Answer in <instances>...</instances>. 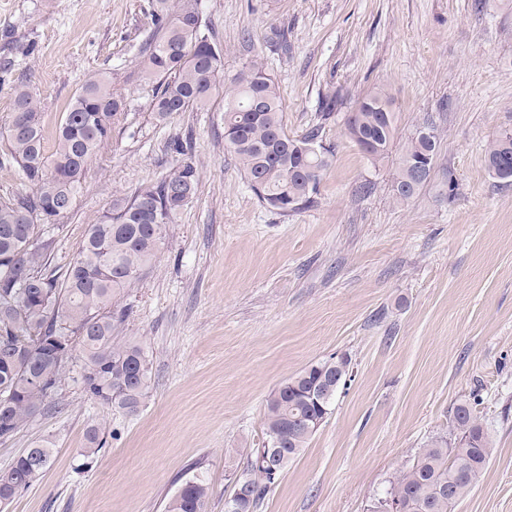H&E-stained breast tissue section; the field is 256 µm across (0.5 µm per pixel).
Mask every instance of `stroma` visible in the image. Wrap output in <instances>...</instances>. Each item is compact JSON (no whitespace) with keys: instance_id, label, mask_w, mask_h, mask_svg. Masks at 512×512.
I'll return each instance as SVG.
<instances>
[{"instance_id":"35a3bbf8","label":"stroma","mask_w":512,"mask_h":512,"mask_svg":"<svg viewBox=\"0 0 512 512\" xmlns=\"http://www.w3.org/2000/svg\"><path fill=\"white\" fill-rule=\"evenodd\" d=\"M224 45V74L260 59L278 83L283 121L300 136L329 94L353 103L385 86L397 131L370 162L326 121L333 152L313 206L281 215L251 191L224 147L223 92L204 110L157 122L138 75L151 0H0V131L26 77L47 147L84 80L109 75L126 100L89 162L50 262L64 271L89 224L118 196L160 178L171 138L191 134L195 198L122 295L119 335L143 343L151 393L125 415L65 381L55 410L0 441V469L49 443L50 466L0 512H164L185 475L206 480L224 512L231 470L263 445L270 392L310 364L353 369L334 410L289 463L258 512H372L455 403L475 401L496 451L454 512H512V185L485 165L512 131V0H202ZM287 28L291 51L270 48ZM440 131L431 182L394 202L401 146L423 117ZM455 178L458 194L439 192ZM372 181L373 193L356 187ZM98 455L81 461L89 426Z\"/></svg>"}]
</instances>
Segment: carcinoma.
<instances>
[{
    "instance_id": "obj_1",
    "label": "carcinoma",
    "mask_w": 512,
    "mask_h": 512,
    "mask_svg": "<svg viewBox=\"0 0 512 512\" xmlns=\"http://www.w3.org/2000/svg\"><path fill=\"white\" fill-rule=\"evenodd\" d=\"M140 77L155 84L151 112L163 122L179 112L203 109L224 85V145L235 156L251 188L275 197L277 213L288 215L315 203L327 151L316 147L323 127L300 138L288 135L275 79L252 59L232 79L224 76V48L216 41L201 0H153L151 27L141 51ZM394 102L383 86L359 96L345 113V135L375 168L388 158L396 131ZM125 107L111 79H86L56 129L48 155L40 106L28 84L19 82L13 118L0 133V167H13L30 191L0 197V431L13 434L55 403L66 373L81 361L77 381L93 400L126 415L150 397V361L142 343L114 335L122 321L117 297L134 286L164 245L169 225L196 195L201 171L192 138L177 136L168 151L172 164L156 181L112 200V208L89 225L81 251L63 277L47 272L51 232L72 208L82 176L112 138L114 120ZM427 138L411 133L393 180V198L405 203L418 185L409 182L420 165H436L440 133L433 119ZM486 162L497 182L512 184V132L489 142ZM350 361L329 357L310 364L278 385L266 399L263 435L292 461L332 413L339 388L351 378ZM322 385L328 398L309 395ZM101 448L100 428L91 427L79 456ZM491 433L468 402L448 412V434L432 439L391 482L386 498L404 512H451L471 491L493 454ZM53 449L38 444L0 469V505L9 504L15 482L30 486L50 465ZM242 474L252 485L253 508L274 484L258 457ZM209 487L188 476L165 512H206Z\"/></svg>"
}]
</instances>
